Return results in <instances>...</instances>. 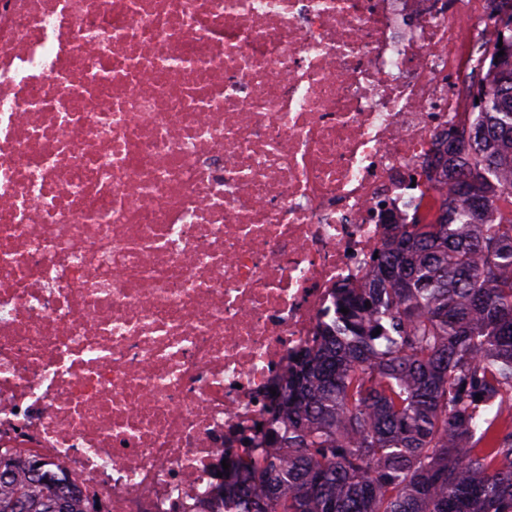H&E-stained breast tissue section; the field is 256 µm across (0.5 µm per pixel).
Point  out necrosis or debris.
Here are the masks:
<instances>
[{
	"mask_svg": "<svg viewBox=\"0 0 512 512\" xmlns=\"http://www.w3.org/2000/svg\"><path fill=\"white\" fill-rule=\"evenodd\" d=\"M487 0H0V454L208 512L473 125Z\"/></svg>",
	"mask_w": 512,
	"mask_h": 512,
	"instance_id": "obj_1",
	"label": "necrosis or debris"
}]
</instances>
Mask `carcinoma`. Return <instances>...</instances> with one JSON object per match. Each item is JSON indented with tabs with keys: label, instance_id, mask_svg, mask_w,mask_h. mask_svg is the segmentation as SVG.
<instances>
[{
	"label": "carcinoma",
	"instance_id": "obj_1",
	"mask_svg": "<svg viewBox=\"0 0 512 512\" xmlns=\"http://www.w3.org/2000/svg\"><path fill=\"white\" fill-rule=\"evenodd\" d=\"M484 45L474 135H448L440 219L392 225L371 277L334 315L272 407L286 427L233 512H512V0ZM503 55H498L499 51ZM345 308L348 313L340 312ZM381 333H376V330ZM97 512L42 463L0 458V512Z\"/></svg>",
	"mask_w": 512,
	"mask_h": 512
}]
</instances>
